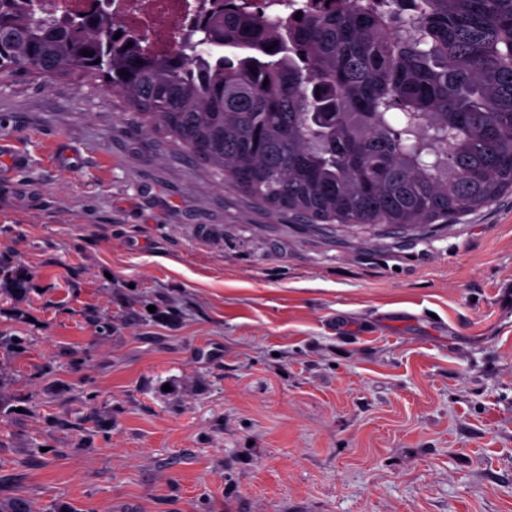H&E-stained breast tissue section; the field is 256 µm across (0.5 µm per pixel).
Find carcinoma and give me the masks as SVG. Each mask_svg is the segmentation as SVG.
Instances as JSON below:
<instances>
[{"mask_svg":"<svg viewBox=\"0 0 512 512\" xmlns=\"http://www.w3.org/2000/svg\"><path fill=\"white\" fill-rule=\"evenodd\" d=\"M397 2L297 20L226 0L191 53L153 58L110 14L0 0V73L104 77L147 132L308 224H442L512 193V0H408L402 30Z\"/></svg>","mask_w":512,"mask_h":512,"instance_id":"carcinoma-1","label":"carcinoma"}]
</instances>
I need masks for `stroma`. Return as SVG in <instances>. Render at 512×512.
<instances>
[{
	"instance_id": "35a3bbf8",
	"label": "stroma",
	"mask_w": 512,
	"mask_h": 512,
	"mask_svg": "<svg viewBox=\"0 0 512 512\" xmlns=\"http://www.w3.org/2000/svg\"><path fill=\"white\" fill-rule=\"evenodd\" d=\"M2 138L0 501L512 512V194L305 224L70 78L0 75Z\"/></svg>"
}]
</instances>
